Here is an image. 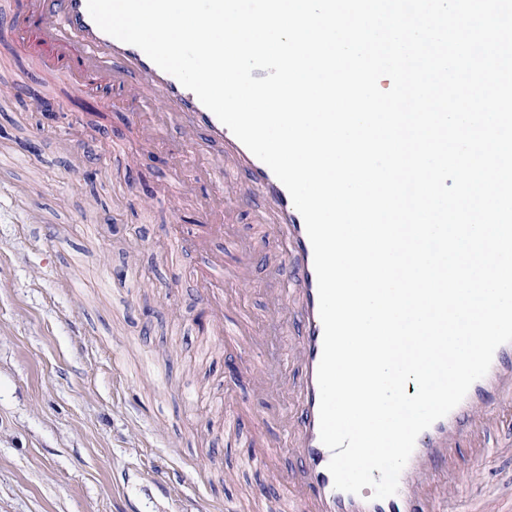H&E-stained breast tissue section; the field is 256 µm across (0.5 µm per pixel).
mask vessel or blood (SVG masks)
<instances>
[{
  "label": "vessel or blood",
  "instance_id": "b4317fda",
  "mask_svg": "<svg viewBox=\"0 0 512 512\" xmlns=\"http://www.w3.org/2000/svg\"><path fill=\"white\" fill-rule=\"evenodd\" d=\"M18 6L26 31L1 40V56L15 53L31 34L60 50L54 58L30 55L32 69L52 80L64 79L70 97L85 98L89 80L95 77L120 89L129 101L153 105V124H146L139 112L132 114L129 124L145 146L170 128L189 140L190 155L181 164L193 175L176 181L178 193H194L202 183L215 185L214 195L227 211L238 210L249 194L269 201V209L256 212L253 222L258 241L270 246L271 266L284 283L273 315L296 338L288 352L294 376L287 388L283 435L264 432L257 420L250 440L260 445L269 462L284 456L296 462L287 474L290 488L279 512H448L449 500L459 491L448 482V473L466 468L458 453L462 441L512 458V423L505 420L506 413H512V343H506L496 349L488 373L471 385L462 402L419 434L394 496L375 499L366 491L357 495L336 489L328 470L331 452L320 439L317 374L324 331L313 248L289 191L195 93L138 47L101 31L88 12L87 0H18ZM192 273L203 286L213 336L238 357L241 370L254 384H262L263 372L250 357V322L224 306L225 288L241 293L248 289L249 258L241 257L237 266L228 267L216 257L193 266ZM471 512H512V492L483 487Z\"/></svg>",
  "mask_w": 512,
  "mask_h": 512
}]
</instances>
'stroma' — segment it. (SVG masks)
<instances>
[{
	"label": "stroma",
	"mask_w": 512,
	"mask_h": 512,
	"mask_svg": "<svg viewBox=\"0 0 512 512\" xmlns=\"http://www.w3.org/2000/svg\"><path fill=\"white\" fill-rule=\"evenodd\" d=\"M18 73L29 94L0 98V184L18 189L17 201L0 200V512H217L258 489L264 512H274L285 483L242 465L248 449L224 435V347L209 334L190 272L205 256L233 265L263 199L226 215L229 238L178 257L171 230L196 236L202 204L162 191L172 156L188 144L171 132L139 146L120 93L102 113L59 91L55 111L85 133L70 155L56 145L59 124L38 123L45 90L24 55L0 69V83ZM98 155L108 164L78 174ZM22 207L42 226L19 223ZM266 253H256L245 308L265 338L254 361L281 383L292 375L295 338L266 334L269 296L281 286ZM234 381L250 410L237 429L248 433L262 416L278 433V394L256 393L244 375ZM469 463L450 512H464L481 483L512 479V464L493 454Z\"/></svg>",
	"instance_id": "1"
}]
</instances>
